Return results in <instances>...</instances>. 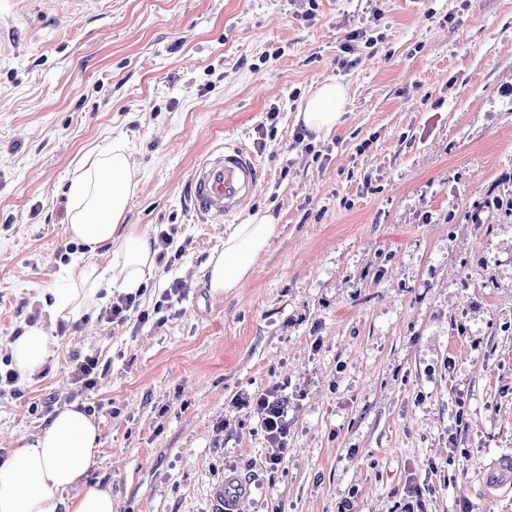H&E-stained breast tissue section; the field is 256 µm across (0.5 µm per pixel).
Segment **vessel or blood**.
<instances>
[{
    "mask_svg": "<svg viewBox=\"0 0 512 512\" xmlns=\"http://www.w3.org/2000/svg\"><path fill=\"white\" fill-rule=\"evenodd\" d=\"M260 180L254 154L241 142L228 141L208 152L195 166L188 185L189 202L202 223L224 224L245 209ZM485 472V495L512 493V454L492 458ZM251 493V484L234 474L208 487L213 512H241Z\"/></svg>",
    "mask_w": 512,
    "mask_h": 512,
    "instance_id": "1",
    "label": "vessel or blood"
}]
</instances>
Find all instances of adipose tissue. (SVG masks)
<instances>
[{
	"mask_svg": "<svg viewBox=\"0 0 512 512\" xmlns=\"http://www.w3.org/2000/svg\"><path fill=\"white\" fill-rule=\"evenodd\" d=\"M346 100L341 84L326 81L306 99L297 119L314 135L329 134L339 125ZM136 189L124 140L88 153L74 168L67 232L90 252L107 249L111 260L103 268L72 266L67 272L70 286L56 294L51 320L77 318L106 295L136 292L154 272L156 252L150 235L125 221ZM276 233V221L267 212L229 228L223 245L205 264L211 295L220 297L242 287ZM49 332L47 325L38 323L24 327L9 342L16 370L32 375L45 366L51 355ZM100 446V429L91 415L74 404L57 410L34 442L18 439L0 461V512H113L111 487L83 481Z\"/></svg>",
	"mask_w": 512,
	"mask_h": 512,
	"instance_id": "adipose-tissue-1",
	"label": "adipose tissue"
}]
</instances>
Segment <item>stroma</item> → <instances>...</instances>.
Wrapping results in <instances>:
<instances>
[{
	"mask_svg": "<svg viewBox=\"0 0 512 512\" xmlns=\"http://www.w3.org/2000/svg\"><path fill=\"white\" fill-rule=\"evenodd\" d=\"M19 30L0 59V362L29 316L48 321L74 261L69 175L113 140L138 182L127 223L184 249L148 279L165 324L117 327L99 307L51 330L44 368L0 389V460L58 409L94 406L101 446L85 480L114 512H210L236 472L243 512H512L480 494L483 462L512 451V0H0ZM366 31L359 61L341 46ZM341 123L296 116L325 81ZM276 116H269L270 107ZM259 159L260 211L278 233L243 287L212 298L204 265L225 227L201 224L187 186L225 139ZM107 365L79 393L74 352ZM288 398V453L246 395ZM207 493L213 512H240L252 493V486L239 476L228 474L212 482Z\"/></svg>",
	"mask_w": 512,
	"mask_h": 512,
	"instance_id": "1",
	"label": "stroma"
}]
</instances>
